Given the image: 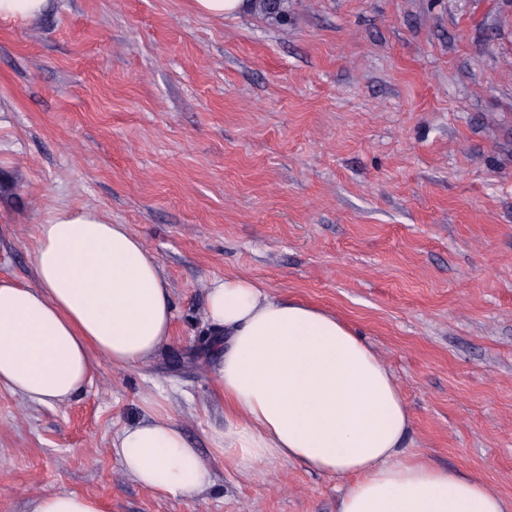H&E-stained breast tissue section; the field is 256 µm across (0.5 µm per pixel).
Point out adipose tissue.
<instances>
[{
  "instance_id": "1",
  "label": "adipose tissue",
  "mask_w": 512,
  "mask_h": 512,
  "mask_svg": "<svg viewBox=\"0 0 512 512\" xmlns=\"http://www.w3.org/2000/svg\"><path fill=\"white\" fill-rule=\"evenodd\" d=\"M34 281L0 277V388L63 404L112 368L147 365L172 336L171 291L144 241L93 208L58 209L39 225ZM218 329L214 370L224 425L215 453L242 478L297 464L335 481L337 512H512L481 480L406 452L412 418L394 376L330 310L278 296L247 277L207 291ZM150 422L120 434L124 474L144 489L199 496L211 473L155 396Z\"/></svg>"
}]
</instances>
